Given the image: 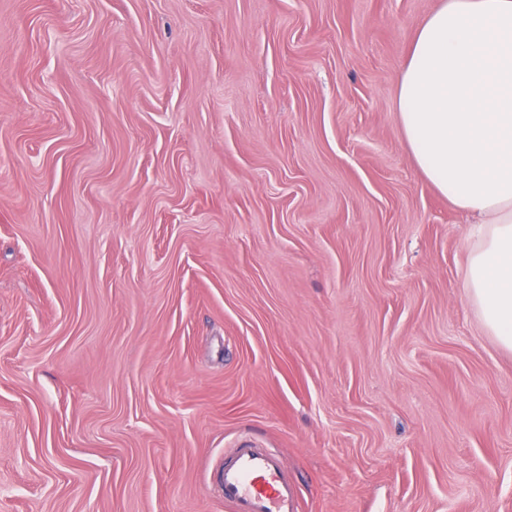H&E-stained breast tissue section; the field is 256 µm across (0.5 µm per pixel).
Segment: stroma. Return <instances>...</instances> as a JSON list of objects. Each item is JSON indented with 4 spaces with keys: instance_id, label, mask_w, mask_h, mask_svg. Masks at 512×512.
Wrapping results in <instances>:
<instances>
[{
    "instance_id": "stroma-1",
    "label": "stroma",
    "mask_w": 512,
    "mask_h": 512,
    "mask_svg": "<svg viewBox=\"0 0 512 512\" xmlns=\"http://www.w3.org/2000/svg\"><path fill=\"white\" fill-rule=\"evenodd\" d=\"M439 0H0V512H512V351L397 112ZM216 474L233 512H297L295 482L281 456L269 448H229Z\"/></svg>"
}]
</instances>
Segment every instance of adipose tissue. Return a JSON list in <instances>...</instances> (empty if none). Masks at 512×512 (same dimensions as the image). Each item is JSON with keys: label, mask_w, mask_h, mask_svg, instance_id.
Instances as JSON below:
<instances>
[{"label": "adipose tissue", "mask_w": 512, "mask_h": 512, "mask_svg": "<svg viewBox=\"0 0 512 512\" xmlns=\"http://www.w3.org/2000/svg\"><path fill=\"white\" fill-rule=\"evenodd\" d=\"M397 112L423 175L475 221L464 286L512 350V0H440L412 41Z\"/></svg>", "instance_id": "adipose-tissue-1"}]
</instances>
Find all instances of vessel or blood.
I'll use <instances>...</instances> for the list:
<instances>
[{
    "label": "vessel or blood",
    "mask_w": 512,
    "mask_h": 512,
    "mask_svg": "<svg viewBox=\"0 0 512 512\" xmlns=\"http://www.w3.org/2000/svg\"><path fill=\"white\" fill-rule=\"evenodd\" d=\"M216 483L232 512H296V485L271 449L244 444L225 450Z\"/></svg>",
    "instance_id": "vessel-or-blood-1"
}]
</instances>
